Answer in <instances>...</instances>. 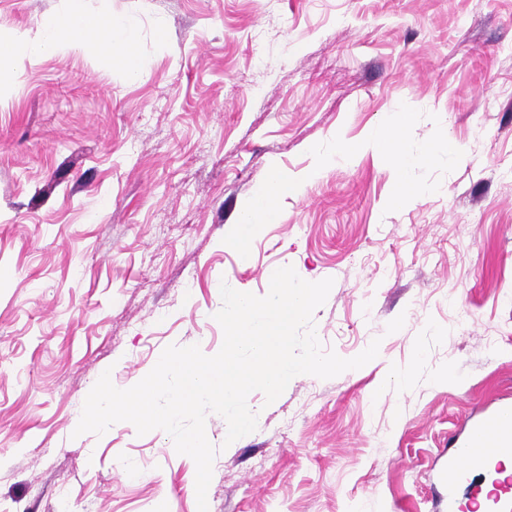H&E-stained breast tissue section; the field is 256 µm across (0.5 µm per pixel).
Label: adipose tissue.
Here are the masks:
<instances>
[{
    "label": "adipose tissue",
    "mask_w": 512,
    "mask_h": 512,
    "mask_svg": "<svg viewBox=\"0 0 512 512\" xmlns=\"http://www.w3.org/2000/svg\"><path fill=\"white\" fill-rule=\"evenodd\" d=\"M121 24V19L89 13L84 0H68L66 12L45 17L36 32L0 31V65L33 61L63 48H75L96 52L107 65L120 59L128 75L138 76L132 42L114 37ZM367 150L387 159L398 183H405L411 159L404 148L401 128L375 130L362 144L337 143L334 153L351 161ZM319 174L316 167L299 177L275 167L269 169L242 208L243 223L254 226L272 222L281 199L303 195Z\"/></svg>",
    "instance_id": "ef3b65f1"
}]
</instances>
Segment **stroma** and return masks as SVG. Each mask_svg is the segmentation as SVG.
Segmentation results:
<instances>
[{"label": "stroma", "instance_id": "35a3bbf8", "mask_svg": "<svg viewBox=\"0 0 512 512\" xmlns=\"http://www.w3.org/2000/svg\"><path fill=\"white\" fill-rule=\"evenodd\" d=\"M128 17L139 77L88 51L0 71V512H196V466L129 422L75 435L103 372L216 354L221 285L333 279L313 324L343 358L218 448L208 512H442V448L512 402V0H85ZM65 0H0L37 30ZM409 113L413 196L335 158L275 223L241 226L273 167ZM460 154H423L442 138ZM247 239L246 253L228 244ZM452 371L443 379V371Z\"/></svg>", "mask_w": 512, "mask_h": 512}]
</instances>
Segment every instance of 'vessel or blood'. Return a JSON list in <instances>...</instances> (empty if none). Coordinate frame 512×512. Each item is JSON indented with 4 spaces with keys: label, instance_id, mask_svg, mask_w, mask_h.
<instances>
[{
    "label": "vessel or blood",
    "instance_id": "1",
    "mask_svg": "<svg viewBox=\"0 0 512 512\" xmlns=\"http://www.w3.org/2000/svg\"><path fill=\"white\" fill-rule=\"evenodd\" d=\"M512 458V403L499 405L475 423L465 443L448 451L445 480L448 512H512V475L501 459ZM481 478L468 502H460L461 485Z\"/></svg>",
    "mask_w": 512,
    "mask_h": 512
}]
</instances>
